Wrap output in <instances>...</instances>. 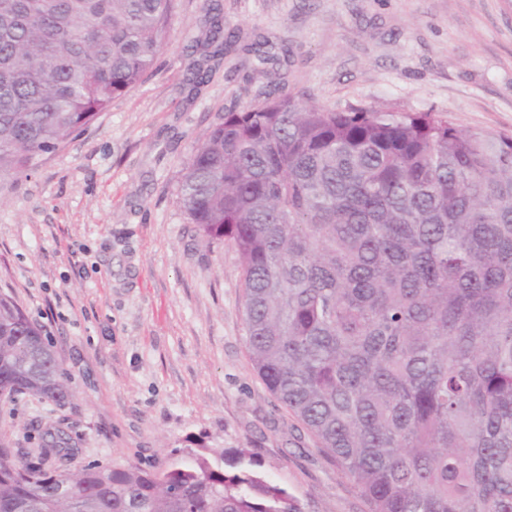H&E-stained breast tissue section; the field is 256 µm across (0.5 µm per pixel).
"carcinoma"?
Instances as JSON below:
<instances>
[{
	"label": "carcinoma",
	"mask_w": 512,
	"mask_h": 512,
	"mask_svg": "<svg viewBox=\"0 0 512 512\" xmlns=\"http://www.w3.org/2000/svg\"><path fill=\"white\" fill-rule=\"evenodd\" d=\"M177 0H0V179L28 177L167 46ZM191 91L236 44L216 3ZM180 198L243 271L268 391L369 512H512V138L432 112L256 99L195 146ZM0 294V396L73 392ZM224 455L48 472L0 446V512H299Z\"/></svg>",
	"instance_id": "obj_1"
}]
</instances>
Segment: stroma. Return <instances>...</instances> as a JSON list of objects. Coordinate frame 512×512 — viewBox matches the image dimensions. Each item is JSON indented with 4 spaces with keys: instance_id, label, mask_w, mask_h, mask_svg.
Returning <instances> with one entry per match:
<instances>
[{
    "instance_id": "obj_1",
    "label": "stroma",
    "mask_w": 512,
    "mask_h": 512,
    "mask_svg": "<svg viewBox=\"0 0 512 512\" xmlns=\"http://www.w3.org/2000/svg\"><path fill=\"white\" fill-rule=\"evenodd\" d=\"M219 2L225 28L267 39L274 61L229 52L190 94L206 0H180L144 82L30 178L0 183V293L41 328L75 392L65 406L0 397V439L34 462L45 435L66 438L72 470L245 449L300 512H368L254 369L237 252L190 224L183 163L225 112L286 91L512 138V0Z\"/></svg>"
}]
</instances>
